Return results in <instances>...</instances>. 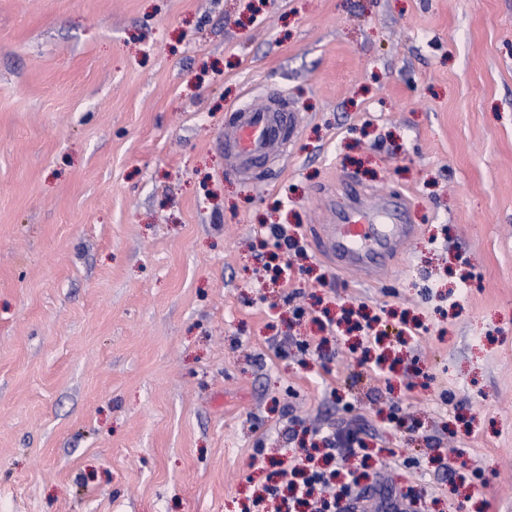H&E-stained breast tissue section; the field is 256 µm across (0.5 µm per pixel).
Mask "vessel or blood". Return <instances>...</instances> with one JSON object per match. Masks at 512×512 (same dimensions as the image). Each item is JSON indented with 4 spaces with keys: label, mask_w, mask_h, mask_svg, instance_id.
<instances>
[{
    "label": "vessel or blood",
    "mask_w": 512,
    "mask_h": 512,
    "mask_svg": "<svg viewBox=\"0 0 512 512\" xmlns=\"http://www.w3.org/2000/svg\"><path fill=\"white\" fill-rule=\"evenodd\" d=\"M297 129L298 119L284 96H275L268 107L239 108L224 131V154L232 170L252 173L257 165L277 157ZM342 187L349 204L338 207L336 223L318 225L314 239L338 269L377 279L411 244L416 227L407 221L404 199L368 202L360 200L352 181H343Z\"/></svg>",
    "instance_id": "1"
}]
</instances>
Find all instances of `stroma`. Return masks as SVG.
Instances as JSON below:
<instances>
[{
	"label": "stroma",
	"mask_w": 512,
	"mask_h": 512,
	"mask_svg": "<svg viewBox=\"0 0 512 512\" xmlns=\"http://www.w3.org/2000/svg\"><path fill=\"white\" fill-rule=\"evenodd\" d=\"M275 91L297 140L243 178L224 125ZM345 178L417 238L278 277L262 226ZM347 430L360 487L512 512V0H0V512H278Z\"/></svg>",
	"instance_id": "1"
}]
</instances>
